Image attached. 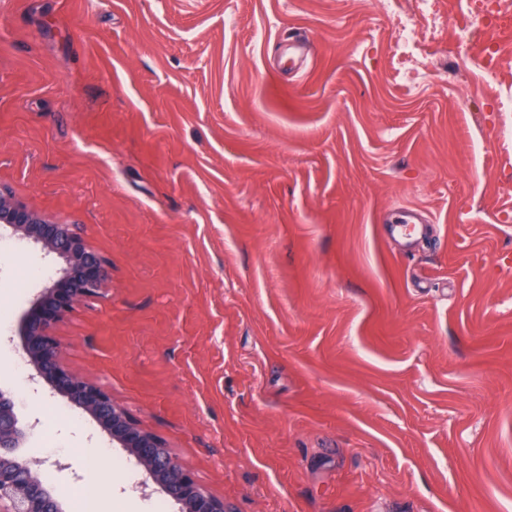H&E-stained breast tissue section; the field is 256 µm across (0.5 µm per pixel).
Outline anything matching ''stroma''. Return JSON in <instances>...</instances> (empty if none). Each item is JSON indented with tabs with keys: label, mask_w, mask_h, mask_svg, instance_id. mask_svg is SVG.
<instances>
[{
	"label": "stroma",
	"mask_w": 512,
	"mask_h": 512,
	"mask_svg": "<svg viewBox=\"0 0 512 512\" xmlns=\"http://www.w3.org/2000/svg\"><path fill=\"white\" fill-rule=\"evenodd\" d=\"M459 0H0V183L76 225L105 290L55 327L234 512H512V112L440 26L414 84L393 14ZM304 31L307 56L290 55ZM420 213L414 240L391 231ZM56 256L0 239V389L26 455L134 459L35 393L19 329ZM29 274L27 287L12 284Z\"/></svg>",
	"instance_id": "obj_1"
}]
</instances>
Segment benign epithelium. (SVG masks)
Segmentation results:
<instances>
[{"label":"benign epithelium","instance_id":"1","mask_svg":"<svg viewBox=\"0 0 512 512\" xmlns=\"http://www.w3.org/2000/svg\"><path fill=\"white\" fill-rule=\"evenodd\" d=\"M32 243L63 260L57 280L34 302L19 330L23 355L32 367L29 378L50 394L66 397L90 416L112 442L123 448L145 473L139 490L159 487L180 512H231L224 500L208 493L171 455L164 442L144 430L96 380L61 361L55 325L76 306L102 294L104 258L73 224L42 215L0 187V236ZM33 425L22 422L13 398L0 390V512H64L54 489L40 471L44 460L22 452Z\"/></svg>","mask_w":512,"mask_h":512}]
</instances>
